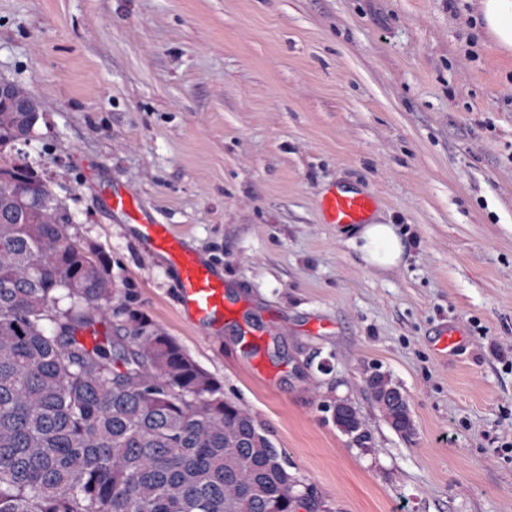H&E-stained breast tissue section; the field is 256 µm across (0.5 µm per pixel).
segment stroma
Returning a JSON list of instances; mask_svg holds the SVG:
<instances>
[{
    "mask_svg": "<svg viewBox=\"0 0 512 512\" xmlns=\"http://www.w3.org/2000/svg\"><path fill=\"white\" fill-rule=\"evenodd\" d=\"M470 12L0 0V77L36 100L39 165L117 299L264 426L319 512H512V69ZM118 190L220 270L236 323L183 315L173 269L109 208ZM339 190L398 225L401 266L367 268L339 238L320 207ZM374 368L406 392L412 437L367 392ZM339 397L370 450L336 428Z\"/></svg>",
    "mask_w": 512,
    "mask_h": 512,
    "instance_id": "stroma-1",
    "label": "stroma"
}]
</instances>
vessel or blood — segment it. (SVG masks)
I'll list each match as a JSON object with an SVG mask.
<instances>
[{
    "label": "vessel or blood",
    "mask_w": 512,
    "mask_h": 512,
    "mask_svg": "<svg viewBox=\"0 0 512 512\" xmlns=\"http://www.w3.org/2000/svg\"><path fill=\"white\" fill-rule=\"evenodd\" d=\"M110 206L125 214L140 243L150 254L162 256L177 275V285L183 307L200 326L230 316L224 303V280L211 266L185 248L169 225L153 221L140 201L128 193H112ZM376 201L366 193L339 191L323 198L322 208L329 223H366Z\"/></svg>",
    "instance_id": "obj_1"
}]
</instances>
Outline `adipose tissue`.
<instances>
[{
  "label": "adipose tissue",
  "instance_id": "1",
  "mask_svg": "<svg viewBox=\"0 0 512 512\" xmlns=\"http://www.w3.org/2000/svg\"><path fill=\"white\" fill-rule=\"evenodd\" d=\"M480 35L494 47L497 55L512 60V0H474ZM350 240L358 248L366 267L390 271L399 267L410 243L397 225L370 223L351 229Z\"/></svg>",
  "mask_w": 512,
  "mask_h": 512
}]
</instances>
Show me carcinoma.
Here are the masks:
<instances>
[{
	"label": "carcinoma",
	"instance_id": "obj_1",
	"mask_svg": "<svg viewBox=\"0 0 512 512\" xmlns=\"http://www.w3.org/2000/svg\"><path fill=\"white\" fill-rule=\"evenodd\" d=\"M38 104L0 103V512H314L247 411L131 298L32 157ZM116 319L110 347L77 335ZM400 435L405 391L365 380ZM336 427L369 448L355 408Z\"/></svg>",
	"mask_w": 512,
	"mask_h": 512
}]
</instances>
